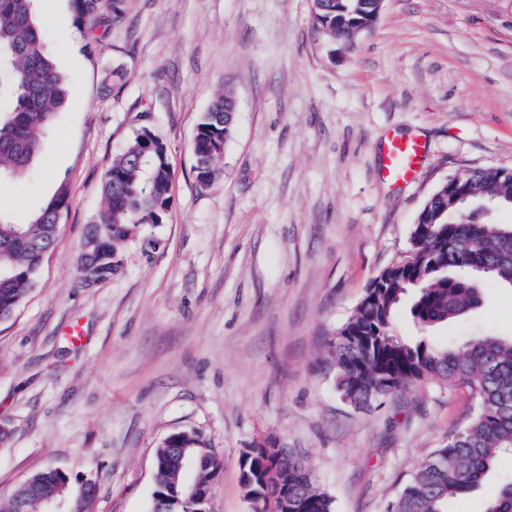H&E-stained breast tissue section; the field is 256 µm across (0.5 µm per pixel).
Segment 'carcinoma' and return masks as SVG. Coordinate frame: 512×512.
<instances>
[{
  "instance_id": "cac0c4a2",
  "label": "carcinoma",
  "mask_w": 512,
  "mask_h": 512,
  "mask_svg": "<svg viewBox=\"0 0 512 512\" xmlns=\"http://www.w3.org/2000/svg\"><path fill=\"white\" fill-rule=\"evenodd\" d=\"M34 0H0V92L14 100L0 111V181L28 171L42 140L67 100L65 76L46 53L43 34L33 10ZM374 0H312V29L348 50L361 34L358 26L373 20ZM77 28L85 45L98 43L97 30L117 23L121 10L114 0H72ZM234 104L228 91L218 93L197 125L193 151L213 149L210 166L196 173L203 186L217 177L216 160L232 136L224 112ZM141 149L134 136L112 159L101 182V206L88 225L83 244L92 253L98 277L112 278L121 268V251L146 224L159 222L168 207L170 166L148 156L141 164L133 154ZM470 199L485 198L512 206V181L495 168L459 175ZM61 185L26 222L0 214V321L10 319L34 285L42 256L52 246L67 206ZM479 274L512 287V224H482L471 214L448 207V185L438 186L426 199L409 233V248L399 261L383 269L381 285L370 283L352 315L331 339L330 364L341 399L358 410L378 407L410 386L434 380L468 389L475 403L469 422L448 437L416 470L391 504L389 512H446L448 499L476 486L492 469L498 454L512 452V338L479 336L459 350L431 341L408 344L391 335L394 312L411 299L413 321L430 328L465 316L480 307ZM169 445L160 444L163 489L173 497L184 485ZM176 448H190L202 459L200 481L208 482L223 468V459L204 447L192 431L179 432ZM246 494L261 506L257 512H282L285 495L306 492L301 512H333L332 499L317 483L313 467L294 448L274 450L257 445L239 460ZM39 492L50 496L62 487L82 491L80 512H94L95 485L77 484V477L45 469L35 475ZM484 512H512V483L503 485Z\"/></svg>"
}]
</instances>
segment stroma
Wrapping results in <instances>:
<instances>
[{"label":"stroma","instance_id":"35a3bbf8","mask_svg":"<svg viewBox=\"0 0 512 512\" xmlns=\"http://www.w3.org/2000/svg\"><path fill=\"white\" fill-rule=\"evenodd\" d=\"M86 52L69 0H36L65 108L29 175L0 185L23 222L60 184L68 206L14 316L0 321V502L52 467L91 480L95 512H149L159 443L200 433L223 459L208 512H254L239 458L300 449L333 512H387L473 407L422 381L363 411L336 391L328 342L404 256L428 195L473 168H512V0H384L352 52L314 34L311 0H118ZM121 84H113V71ZM238 101L218 177L200 186L196 126ZM167 144L160 223L88 287L75 260L113 156L141 127ZM420 138L416 178L382 175L389 135ZM436 342L512 337V288L433 327ZM512 480L502 453L447 512H484Z\"/></svg>","mask_w":512,"mask_h":512}]
</instances>
